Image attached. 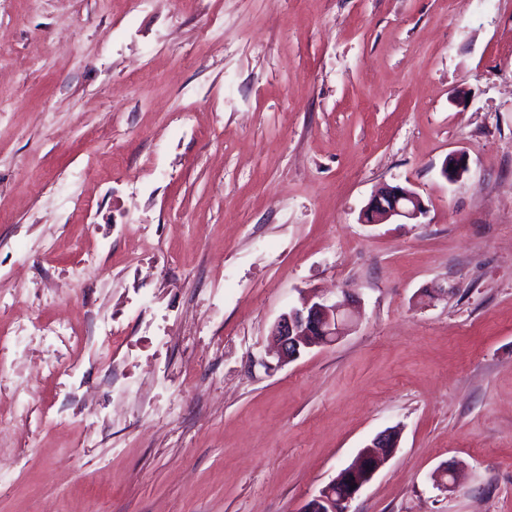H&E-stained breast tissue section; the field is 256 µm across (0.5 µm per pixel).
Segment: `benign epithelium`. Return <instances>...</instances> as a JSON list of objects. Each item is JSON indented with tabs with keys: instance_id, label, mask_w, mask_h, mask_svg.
Returning a JSON list of instances; mask_svg holds the SVG:
<instances>
[{
	"instance_id": "obj_1",
	"label": "benign epithelium",
	"mask_w": 512,
	"mask_h": 512,
	"mask_svg": "<svg viewBox=\"0 0 512 512\" xmlns=\"http://www.w3.org/2000/svg\"><path fill=\"white\" fill-rule=\"evenodd\" d=\"M469 172L468 153L453 152L445 160L441 175L450 183ZM427 208L418 193L408 187L385 186L378 190L363 211L362 223L382 224L390 219L406 224L425 216ZM351 316L346 302L304 300L280 315L272 329L279 361L290 363L301 353L316 346L326 345L344 336ZM398 433L387 429L365 446L358 459L342 469L322 487L301 512H348V504L373 478L397 447Z\"/></svg>"
}]
</instances>
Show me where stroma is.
I'll use <instances>...</instances> for the list:
<instances>
[{"mask_svg":"<svg viewBox=\"0 0 512 512\" xmlns=\"http://www.w3.org/2000/svg\"><path fill=\"white\" fill-rule=\"evenodd\" d=\"M390 427L350 512H512V0H0V512H300ZM450 164H453L452 170H449ZM468 172L469 155L464 151L449 154L441 168V175L451 183L460 180ZM426 213L427 208L422 198L412 189L385 186L378 190L367 204L363 211L362 223L383 224L390 219H396L404 221L401 224H418V219ZM345 306V300L330 304L317 296V300H303L300 306L281 314L272 329L280 363H290L307 349L344 336L352 322Z\"/></svg>","mask_w":512,"mask_h":512,"instance_id":"stroma-1","label":"stroma"}]
</instances>
